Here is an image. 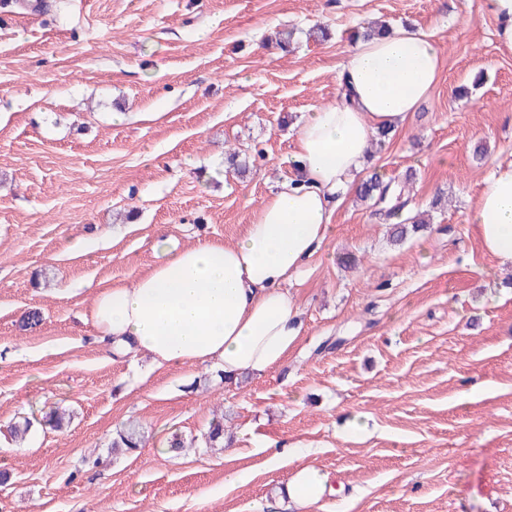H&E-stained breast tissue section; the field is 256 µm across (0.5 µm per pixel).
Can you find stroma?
<instances>
[{
  "label": "stroma",
  "instance_id": "1",
  "mask_svg": "<svg viewBox=\"0 0 512 512\" xmlns=\"http://www.w3.org/2000/svg\"><path fill=\"white\" fill-rule=\"evenodd\" d=\"M372 21L440 50L435 89L370 166L427 228L393 241L347 195L287 285L299 342L263 377L112 358L83 318L98 287L144 271L165 234L234 242ZM495 30L462 0H0V512H295L281 491L305 465L339 489L311 512H512V268L469 221L512 159ZM234 151L245 174L225 170ZM219 415L225 444L205 447ZM130 423L142 446L113 451ZM271 441L307 450L273 468Z\"/></svg>",
  "mask_w": 512,
  "mask_h": 512
}]
</instances>
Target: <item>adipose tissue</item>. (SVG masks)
Returning <instances> with one entry per match:
<instances>
[{"label":"adipose tissue","instance_id":"ef3b65f1","mask_svg":"<svg viewBox=\"0 0 512 512\" xmlns=\"http://www.w3.org/2000/svg\"><path fill=\"white\" fill-rule=\"evenodd\" d=\"M441 60L430 34L409 27L357 40L337 72L338 101L308 112L294 139L295 170L261 202L233 243L161 239L130 283L100 289L87 316L100 340L144 353L154 368L220 365L265 376L296 345L302 323L287 285L330 239L333 215L356 190L380 131H393L434 90ZM483 250L512 267V161L497 163L470 211ZM305 466L283 490L299 512L330 492Z\"/></svg>","mask_w":512,"mask_h":512}]
</instances>
